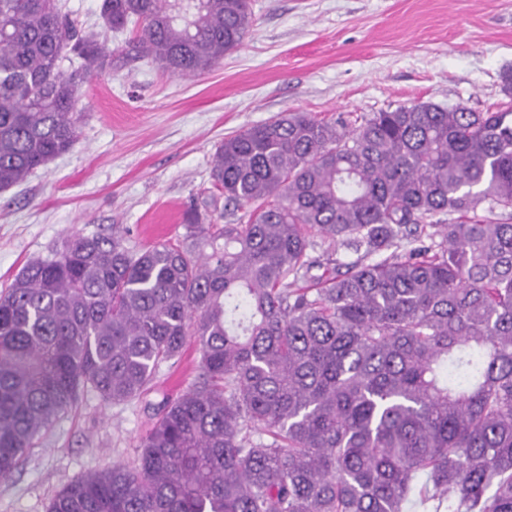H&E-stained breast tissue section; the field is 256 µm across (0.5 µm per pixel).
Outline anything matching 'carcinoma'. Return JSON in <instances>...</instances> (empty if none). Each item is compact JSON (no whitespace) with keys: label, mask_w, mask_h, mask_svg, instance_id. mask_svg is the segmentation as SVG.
<instances>
[{"label":"carcinoma","mask_w":512,"mask_h":512,"mask_svg":"<svg viewBox=\"0 0 512 512\" xmlns=\"http://www.w3.org/2000/svg\"><path fill=\"white\" fill-rule=\"evenodd\" d=\"M111 49L63 0H0V190L78 138L79 92L128 58L199 76L251 0H102ZM211 178L240 223L139 251L120 231L28 263L0 295V479L94 393L148 394L138 463L47 512H512V108L284 112L224 138ZM483 215H477V210ZM355 259L312 256V234ZM198 358L196 347L191 344L180 363L172 367L163 365L158 375L157 391L151 393L147 399L152 404H157L164 394L186 390L197 373Z\"/></svg>","instance_id":"cac0c4a2"}]
</instances>
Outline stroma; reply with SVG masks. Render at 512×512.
Segmentation results:
<instances>
[{"label": "stroma", "mask_w": 512, "mask_h": 512, "mask_svg": "<svg viewBox=\"0 0 512 512\" xmlns=\"http://www.w3.org/2000/svg\"><path fill=\"white\" fill-rule=\"evenodd\" d=\"M254 23L213 71L180 78L138 61L82 88L72 149L0 192V293L29 262L70 240L120 228L127 247L182 243L197 208L220 228L238 223L210 177L224 137L286 111L320 118L399 106L512 105V0H251ZM199 355L162 366L148 403L93 393L61 418L10 478L0 512H46L86 473L128 464L152 425L150 404L188 388Z\"/></svg>", "instance_id": "35a3bbf8"}]
</instances>
